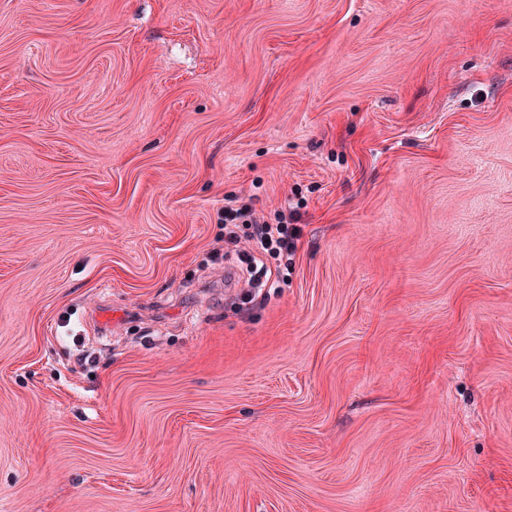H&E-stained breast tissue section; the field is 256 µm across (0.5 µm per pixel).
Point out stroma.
Instances as JSON below:
<instances>
[{"mask_svg": "<svg viewBox=\"0 0 512 512\" xmlns=\"http://www.w3.org/2000/svg\"><path fill=\"white\" fill-rule=\"evenodd\" d=\"M0 512H512V0H0ZM227 201L224 204V256L235 255L246 266L248 289L243 291L241 298L243 304H249L254 301L258 288H272L274 283L271 282L272 270L265 265L263 257L275 256L280 262L277 274L288 275L302 229L299 224H294L296 213L288 211V207L279 211L277 224H268L256 216L249 203L236 199ZM238 224H248L251 231L242 237L237 232ZM283 259L285 263H282Z\"/></svg>", "mask_w": 512, "mask_h": 512, "instance_id": "obj_1", "label": "stroma"}]
</instances>
